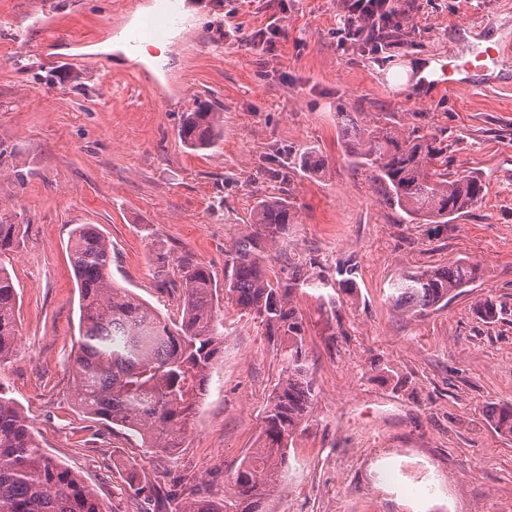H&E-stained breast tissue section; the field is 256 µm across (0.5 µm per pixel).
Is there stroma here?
<instances>
[{
  "label": "stroma",
  "mask_w": 512,
  "mask_h": 512,
  "mask_svg": "<svg viewBox=\"0 0 512 512\" xmlns=\"http://www.w3.org/2000/svg\"><path fill=\"white\" fill-rule=\"evenodd\" d=\"M190 2L189 48L171 32L166 60L150 65L187 88L168 112L140 61L99 49L137 21L130 0H0V219L18 227L9 258L20 333L0 388L107 512H146L131 473L223 499L225 479L261 443L284 373L279 344L221 303L224 349L182 448L141 446L75 398L71 233L96 225L113 279L176 321L179 260L223 282L256 199L284 194L298 221L268 266L302 256L331 280L352 268L355 284L330 304L313 289L294 297L315 399L267 512H512V436L489 417L512 404V63L473 90L416 79L420 65L460 52L459 26L477 43L512 40V0H398L393 37L346 44L344 0ZM261 29L276 31L272 50L252 47ZM200 102L223 109L224 139L195 152L177 129ZM343 112L443 139L449 179L480 177L483 199L448 226L401 221L349 161ZM309 149L326 169L300 166ZM459 259L481 277L448 306L414 317L389 304L391 279ZM487 300L491 321L477 313Z\"/></svg>",
  "instance_id": "obj_1"
}]
</instances>
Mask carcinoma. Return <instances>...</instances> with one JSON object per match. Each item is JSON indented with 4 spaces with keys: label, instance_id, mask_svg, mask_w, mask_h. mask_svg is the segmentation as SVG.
Wrapping results in <instances>:
<instances>
[{
    "label": "carcinoma",
    "instance_id": "1",
    "mask_svg": "<svg viewBox=\"0 0 512 512\" xmlns=\"http://www.w3.org/2000/svg\"><path fill=\"white\" fill-rule=\"evenodd\" d=\"M340 116L348 155L371 171L385 204L413 220L449 224L482 200L478 176L448 179V146L437 137L362 129L350 113ZM178 137L192 149L214 147L224 138L223 113L210 105L183 113ZM295 223L287 198H258L250 231L232 245L225 266L226 294L280 341L286 363L271 396L261 445L244 455L223 501L197 493L177 512H260L280 485L288 445L310 413L315 394L294 295L330 284L300 259H288L273 275L266 264L267 252L285 243L288 225ZM17 242V225L1 221L0 368L13 359L18 335V293L3 259ZM70 262L80 293L82 336L73 359L78 405L139 437L147 448L182 447L224 348V320L210 272L181 261L183 311L173 323L112 280L111 243L94 225L74 230ZM479 270L477 263L457 260L403 274L391 280L389 299L399 311L423 315L462 294ZM492 418L501 433L512 435L511 404L496 409ZM0 512H106L96 491L41 447L32 424L1 389Z\"/></svg>",
    "mask_w": 512,
    "mask_h": 512
}]
</instances>
